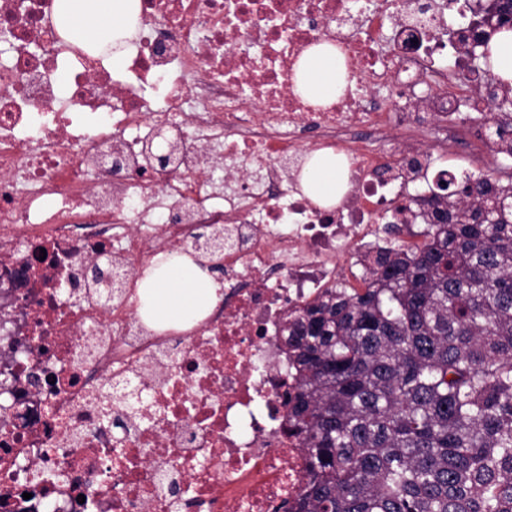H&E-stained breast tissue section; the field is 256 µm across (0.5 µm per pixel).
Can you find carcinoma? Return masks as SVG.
<instances>
[{
  "mask_svg": "<svg viewBox=\"0 0 512 512\" xmlns=\"http://www.w3.org/2000/svg\"><path fill=\"white\" fill-rule=\"evenodd\" d=\"M471 50L512 28V0H471ZM501 114L512 87L493 83ZM476 196L478 206L459 201ZM423 244L390 246L364 288L285 327L298 375L288 429L308 481L283 512H512V193L444 170Z\"/></svg>",
  "mask_w": 512,
  "mask_h": 512,
  "instance_id": "cac0c4a2",
  "label": "carcinoma"
}]
</instances>
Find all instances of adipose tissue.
I'll list each match as a JSON object with an SVG mask.
<instances>
[{
	"label": "adipose tissue",
	"instance_id": "adipose-tissue-1",
	"mask_svg": "<svg viewBox=\"0 0 512 512\" xmlns=\"http://www.w3.org/2000/svg\"><path fill=\"white\" fill-rule=\"evenodd\" d=\"M139 0H56L60 25L72 39L94 36L100 43L132 36L130 22ZM347 84V74L335 47L323 44L301 57L297 89L310 102L328 105ZM301 186L315 203L336 205L347 190V180L330 151L314 154L305 165ZM223 285L189 257L158 254L151 258L141 282L139 312L155 328L180 329L201 319L222 300Z\"/></svg>",
	"mask_w": 512,
	"mask_h": 512
}]
</instances>
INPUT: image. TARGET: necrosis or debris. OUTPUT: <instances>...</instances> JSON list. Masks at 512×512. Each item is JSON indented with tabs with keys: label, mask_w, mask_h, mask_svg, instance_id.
<instances>
[{
	"label": "necrosis or debris",
	"mask_w": 512,
	"mask_h": 512,
	"mask_svg": "<svg viewBox=\"0 0 512 512\" xmlns=\"http://www.w3.org/2000/svg\"><path fill=\"white\" fill-rule=\"evenodd\" d=\"M54 2L0 0V512H278L307 480L284 324L415 222L430 137L477 145L470 180L512 137L435 37L468 4L139 0L116 72L60 36ZM323 43L349 73L325 107L296 88ZM322 149L347 162L330 209L299 184ZM205 228L222 252L200 250ZM159 253L223 277L188 329L137 312L135 259ZM100 260L112 290L84 277Z\"/></svg>",
	"instance_id": "1"
}]
</instances>
